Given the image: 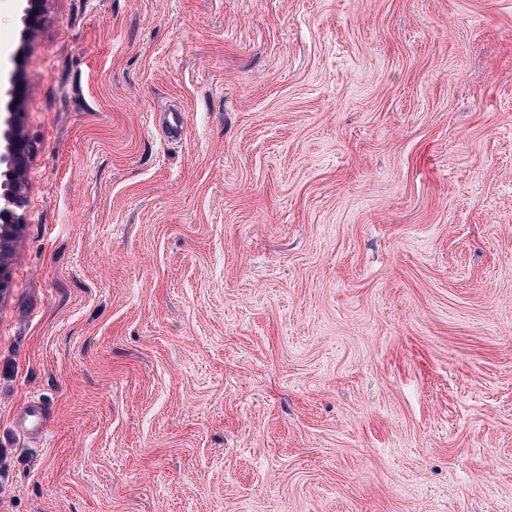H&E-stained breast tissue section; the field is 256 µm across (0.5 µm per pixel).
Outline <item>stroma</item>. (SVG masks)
<instances>
[{
	"instance_id": "stroma-1",
	"label": "stroma",
	"mask_w": 512,
	"mask_h": 512,
	"mask_svg": "<svg viewBox=\"0 0 512 512\" xmlns=\"http://www.w3.org/2000/svg\"><path fill=\"white\" fill-rule=\"evenodd\" d=\"M20 16L0 512H512V0Z\"/></svg>"
}]
</instances>
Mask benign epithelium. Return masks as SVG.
Segmentation results:
<instances>
[{
    "instance_id": "benign-epithelium-1",
    "label": "benign epithelium",
    "mask_w": 512,
    "mask_h": 512,
    "mask_svg": "<svg viewBox=\"0 0 512 512\" xmlns=\"http://www.w3.org/2000/svg\"><path fill=\"white\" fill-rule=\"evenodd\" d=\"M48 0H26L23 23L32 33L42 24ZM8 97V112L0 114V166L4 180L0 182V247L11 231L23 223L19 210L24 204L23 189L29 161V144L21 128V110L15 89L0 86V96Z\"/></svg>"
}]
</instances>
